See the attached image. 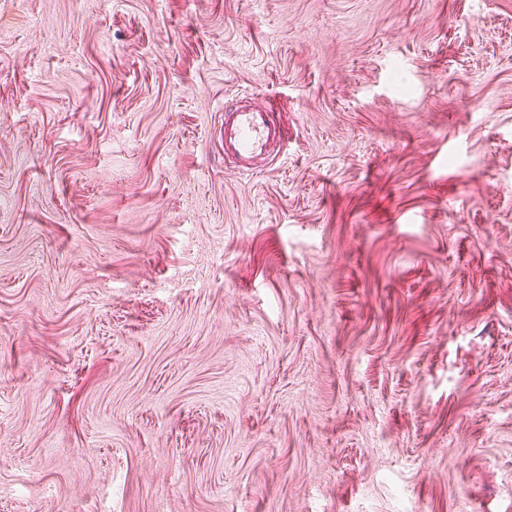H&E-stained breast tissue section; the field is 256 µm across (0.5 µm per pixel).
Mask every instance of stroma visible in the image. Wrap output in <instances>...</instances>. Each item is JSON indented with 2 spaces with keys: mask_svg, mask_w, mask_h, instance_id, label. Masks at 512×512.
Instances as JSON below:
<instances>
[{
  "mask_svg": "<svg viewBox=\"0 0 512 512\" xmlns=\"http://www.w3.org/2000/svg\"><path fill=\"white\" fill-rule=\"evenodd\" d=\"M0 512H512V0H0ZM272 103L258 107L240 105L224 108V155L231 157L243 172L257 169L272 144L283 138Z\"/></svg>",
  "mask_w": 512,
  "mask_h": 512,
  "instance_id": "35a3bbf8",
  "label": "stroma"
}]
</instances>
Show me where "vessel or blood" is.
Returning <instances> with one entry per match:
<instances>
[{"label": "vessel or blood", "instance_id": "obj_1", "mask_svg": "<svg viewBox=\"0 0 512 512\" xmlns=\"http://www.w3.org/2000/svg\"><path fill=\"white\" fill-rule=\"evenodd\" d=\"M274 105H240L224 111V154L238 168L254 171L272 144L281 140L283 130L274 116Z\"/></svg>", "mask_w": 512, "mask_h": 512}]
</instances>
